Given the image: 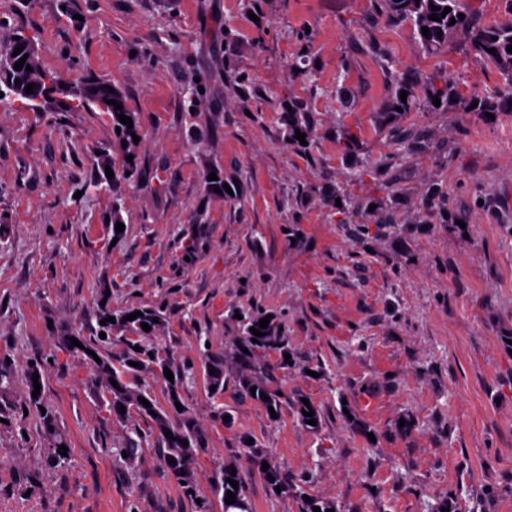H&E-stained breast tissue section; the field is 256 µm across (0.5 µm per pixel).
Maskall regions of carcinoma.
<instances>
[{
  "mask_svg": "<svg viewBox=\"0 0 512 512\" xmlns=\"http://www.w3.org/2000/svg\"><path fill=\"white\" fill-rule=\"evenodd\" d=\"M379 16L392 22L409 21L416 28L419 41L423 48L434 51L447 43L448 37L454 32H462L469 37L473 51L484 61L493 64L501 73L504 85L512 88V53L508 52V46L512 44V21L495 24H483L476 21L462 8V0H376ZM437 9H432V6ZM451 11L443 13L444 8ZM437 13L441 20L429 19L432 13ZM464 18H458V15ZM455 18V24H450V18ZM428 27L430 33L423 36L422 27ZM442 35H437V31ZM19 39L0 49V83L7 86L15 80L28 78L39 79L43 75L50 77L54 73L45 69L40 62L39 55L33 54L30 48L34 47V39L22 33H17ZM22 48L20 53H15L16 48ZM26 58L24 65L32 68V71L14 69L15 63L20 58ZM399 90L407 93L406 101L397 98L391 107H400L407 111L412 107L411 88L418 83V79L412 75L399 77ZM426 84L431 95L440 99L454 97L463 109L477 104L473 108L475 112H498L502 108L501 102L495 98H486L479 101L464 99L457 96L454 83L443 75L426 78ZM109 83L103 80L89 78L71 86L68 96L73 105L68 108H59V111L76 112L91 105L108 113L112 127L120 128V133L113 134L116 142H125L126 147L134 145L132 135L142 136V128L135 113L129 111L126 97L119 89L110 92L107 89ZM117 101L122 109H117ZM292 111H284L282 117L285 125L283 140L289 145L300 146V141L295 138V130L303 134H309L310 115L306 108L298 102H290ZM124 114L133 121V128L119 121L118 114ZM110 167L114 178L112 182L119 180L131 181L140 178L137 163L121 160L115 162L108 148L101 149L97 157L96 173L97 182L107 179L105 167ZM141 312V316L129 321L123 317ZM242 318L237 320L238 335L232 338L231 353L211 354L206 356L205 370L213 369L215 373L206 374L207 385L215 386L213 394L224 393L227 379H232L236 391L242 400L258 402L264 408L272 407L279 413L283 405H288L303 426L318 430L319 426L306 423L308 417L302 410H313V418L321 420V411L315 404L305 405L301 398L303 395L296 393L286 397L278 395L279 389L271 386V364L269 357L277 355L276 368L285 373L293 372L296 368H306L310 360L298 355L289 346L288 337L277 316H272L268 326L259 328V320L268 316V312L260 311L257 306H251L246 310L238 311ZM115 318V322L107 321V317ZM158 322H153V319ZM95 319L99 325H55L52 328L54 339L59 347L73 355L83 359L90 366L89 382L94 392L106 397L112 416L122 422H128L134 416L148 421V430L140 431L132 429V434L125 438L122 450L129 453L124 462L131 463L143 453L145 442H151L153 448L162 461L164 470L169 477L176 482H185L181 486L182 493L191 499H201V512L210 510V502L205 497H200L197 479L194 471V461L198 453L207 448L206 435L201 429L195 415L185 402L184 391L187 386V374L176 364L174 353L168 348L163 329L166 323V314L152 305H131L114 309L110 302L103 306H97ZM105 325H100V321ZM147 323L150 331L143 330L141 323ZM258 328L264 336L258 338V342H252L254 334L250 328ZM105 333L106 338H100V333ZM76 338L82 347L71 346V338ZM139 350H134V347ZM248 352H243V349ZM93 351L96 356H91L88 351ZM291 355L293 364L285 363V355ZM137 362L139 366L129 365V362ZM169 369L174 376L168 380L162 370ZM38 374L40 390L37 397H32L34 391L33 374ZM149 377L160 383L162 398H157L154 391L145 387L141 380ZM118 386H113L112 382ZM256 391H251V388ZM148 401L151 407L143 406V401ZM181 404L183 410H178L176 404ZM46 413H41V410ZM34 417L44 433L55 438L54 447L64 444L60 439L57 428V419L52 407L45 399L44 373L42 365L34 362L26 365L22 381H17L12 364L0 361V418L14 426H23L28 417ZM188 444H182V441ZM234 461L224 463L214 477L212 492L214 496L227 497V492L236 495V502L223 504V512H251L243 483L240 482L239 473L232 472ZM262 476L271 490L281 488V492L289 493L300 501L302 512H313V507L320 508V512L334 508L333 503L308 494L307 480L299 479V482L290 483L280 469H269L262 472ZM238 482L237 487H232L228 479ZM309 495L311 501L304 500V495Z\"/></svg>",
  "mask_w": 512,
  "mask_h": 512,
  "instance_id": "obj_1",
  "label": "carcinoma"
}]
</instances>
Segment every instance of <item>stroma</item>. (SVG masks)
Returning a JSON list of instances; mask_svg holds the SVG:
<instances>
[{
    "label": "stroma",
    "mask_w": 512,
    "mask_h": 512,
    "mask_svg": "<svg viewBox=\"0 0 512 512\" xmlns=\"http://www.w3.org/2000/svg\"><path fill=\"white\" fill-rule=\"evenodd\" d=\"M20 31L67 83L122 90L144 131L132 152L145 176L94 184L98 150L124 156L97 107L32 112L0 98V360L19 373L43 363L70 449L50 470L35 420L1 427L0 512H197L153 451L116 461L127 425L49 329L92 320L104 287L113 307L167 313L208 442L201 488L232 459L252 512H301L249 462V435L336 512H512V110L437 106L421 84L410 111L390 107L404 72L452 75L468 99L503 96L467 37L428 53L371 0H0V48ZM228 65L246 92L230 88ZM291 100L311 112L302 157L283 139ZM395 126L417 147L394 143ZM347 131L364 175L343 156ZM215 171L230 193H209ZM252 305L319 362L315 377L272 374L320 407L319 430L286 408L271 418L231 386L210 398L204 357L228 350L232 311Z\"/></svg>",
    "instance_id": "stroma-1"
}]
</instances>
